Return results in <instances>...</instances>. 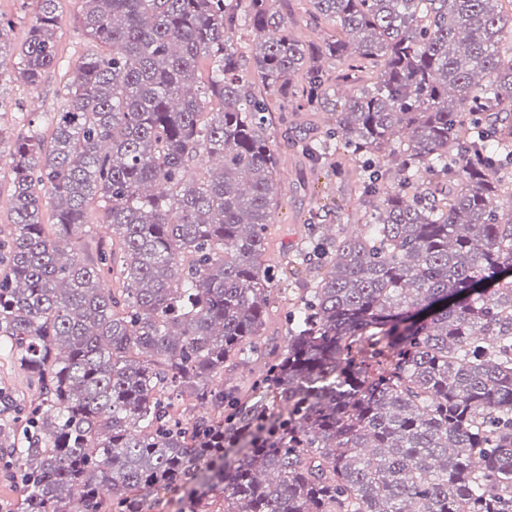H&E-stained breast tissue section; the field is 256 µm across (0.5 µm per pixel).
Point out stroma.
<instances>
[{
	"instance_id": "1",
	"label": "stroma",
	"mask_w": 512,
	"mask_h": 512,
	"mask_svg": "<svg viewBox=\"0 0 512 512\" xmlns=\"http://www.w3.org/2000/svg\"><path fill=\"white\" fill-rule=\"evenodd\" d=\"M309 0H279L278 11L288 28L305 46L320 47L335 27L331 22L311 15ZM79 0H57V53L60 67L50 70L38 89L20 83L6 84L0 90V157L9 156L14 140L28 131L32 111L51 115L59 108V90L68 80L70 66L83 54L88 38L79 19ZM274 118L264 136L277 160V178L281 185L280 202L272 211L268 245L264 261L278 268L284 257L294 256L322 246L320 231L311 230L305 219L311 211L326 209L327 223H357L361 208L358 202L345 201L344 180L330 168L312 165L301 149L309 136H323L330 124L326 112H310L297 99H289L274 108ZM296 283L292 277L280 276L272 285L269 315L263 333L271 343L285 344L289 301Z\"/></svg>"
}]
</instances>
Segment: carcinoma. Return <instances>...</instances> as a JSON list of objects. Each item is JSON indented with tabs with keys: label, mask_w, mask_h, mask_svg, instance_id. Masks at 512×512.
Listing matches in <instances>:
<instances>
[{
	"label": "carcinoma",
	"mask_w": 512,
	"mask_h": 512,
	"mask_svg": "<svg viewBox=\"0 0 512 512\" xmlns=\"http://www.w3.org/2000/svg\"><path fill=\"white\" fill-rule=\"evenodd\" d=\"M37 2L8 74L0 20V89L58 62L56 0ZM276 2L80 0L89 42L52 132L30 120L10 157L0 346L39 394L20 440L0 426L6 512H153L172 488L176 512H512V0H310L334 78ZM336 84L352 93L302 151L366 159L364 232L302 258L287 343L263 349L270 101L317 112ZM96 198L110 242L61 261ZM249 346L264 370L241 388L224 371ZM184 393L208 412L183 419Z\"/></svg>",
	"instance_id": "cac0c4a2"
}]
</instances>
